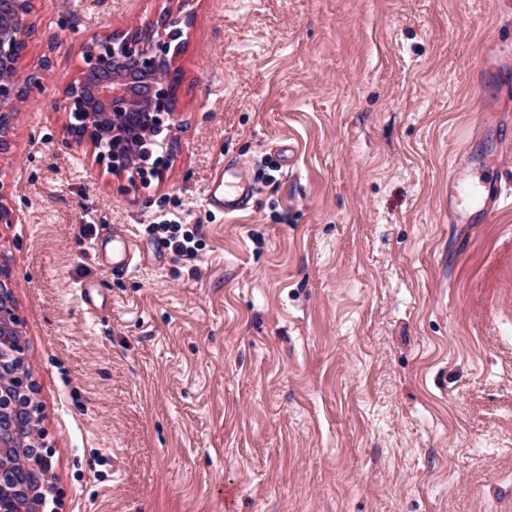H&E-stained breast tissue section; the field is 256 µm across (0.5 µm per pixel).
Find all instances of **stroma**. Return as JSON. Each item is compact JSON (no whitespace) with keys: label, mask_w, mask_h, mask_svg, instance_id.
I'll use <instances>...</instances> for the list:
<instances>
[{"label":"stroma","mask_w":512,"mask_h":512,"mask_svg":"<svg viewBox=\"0 0 512 512\" xmlns=\"http://www.w3.org/2000/svg\"><path fill=\"white\" fill-rule=\"evenodd\" d=\"M165 4L27 17L18 69L50 66L0 154V268L60 512H512V205L448 194L498 154L512 196V0H192L175 148L133 181L63 148V95ZM227 170L246 210L209 203ZM108 228L140 246L121 278ZM187 226L177 221L166 220L162 224H154L153 230L165 234L164 240L175 254L194 258L201 246L200 226Z\"/></svg>","instance_id":"1"}]
</instances>
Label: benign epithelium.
<instances>
[{
    "instance_id": "1",
    "label": "benign epithelium",
    "mask_w": 512,
    "mask_h": 512,
    "mask_svg": "<svg viewBox=\"0 0 512 512\" xmlns=\"http://www.w3.org/2000/svg\"><path fill=\"white\" fill-rule=\"evenodd\" d=\"M189 0L177 10L163 9L157 19L136 22L124 28L93 36L83 48L79 77L64 92V111L79 118L69 123L65 147L89 149L97 163L109 169L133 170L141 177L160 170L164 159L147 164L149 156L139 146L176 124V99L172 97V65L182 51V27L190 26ZM28 0H0V151L18 118L19 103L42 89V71L49 61L25 74L18 72L12 55L32 33L27 23ZM15 285L0 279V335L18 331L13 296ZM10 386L31 398L34 384L28 372L9 377ZM38 403L17 406L0 416V481L10 479L21 495L32 487L43 489L38 512L56 502L51 482V450L43 442Z\"/></svg>"
}]
</instances>
